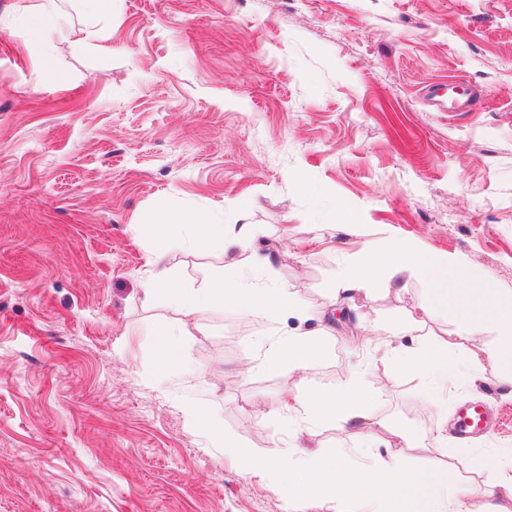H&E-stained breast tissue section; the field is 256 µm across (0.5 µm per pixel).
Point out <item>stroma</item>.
<instances>
[{"label": "stroma", "mask_w": 512, "mask_h": 512, "mask_svg": "<svg viewBox=\"0 0 512 512\" xmlns=\"http://www.w3.org/2000/svg\"><path fill=\"white\" fill-rule=\"evenodd\" d=\"M40 0H0V512H294L284 487L247 473L187 408L207 407L254 455L285 438L271 411L296 385L332 390L368 366L367 407L392 427L434 428L481 402L496 425L448 432L452 467L479 512L494 505L475 455L512 462V377L428 378L377 352L384 327L419 320L424 282L334 298L367 247L445 254L512 293V0H115L103 51L65 53L44 83L41 46L7 28ZM479 89L470 110L429 93ZM252 224L276 277L324 309V356L259 368L256 336L296 318L232 309L180 315L142 301L160 208ZM237 250L169 257L199 286ZM345 319H338V312ZM188 368L157 377L155 325ZM463 362L492 344L454 317L428 322ZM367 432L311 426L300 445L363 447Z\"/></svg>", "instance_id": "obj_1"}]
</instances>
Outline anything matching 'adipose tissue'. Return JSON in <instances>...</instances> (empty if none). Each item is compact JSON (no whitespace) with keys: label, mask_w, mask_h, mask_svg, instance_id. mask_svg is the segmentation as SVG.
I'll return each mask as SVG.
<instances>
[{"label":"adipose tissue","mask_w":512,"mask_h":512,"mask_svg":"<svg viewBox=\"0 0 512 512\" xmlns=\"http://www.w3.org/2000/svg\"><path fill=\"white\" fill-rule=\"evenodd\" d=\"M83 27H76L63 12L58 0H40L37 8L10 21L11 28L34 40H51L49 52L42 55L43 78L56 83L61 79L58 58L63 52L90 50L102 38L103 26L112 19V0H81ZM138 235L153 244L151 271L143 283L145 302L166 297L178 312L189 314L203 309L235 308L242 314L263 313L274 319L285 313L297 314L304 321H318L322 311L307 308L287 283L274 281L260 285L254 281L259 268H271L270 256L256 245L253 225H241L237 233L225 235L223 224L194 212L171 215L162 211L152 220L136 224ZM243 251L245 257L236 262L227 276L188 288L178 282L167 257L175 251H226L229 247ZM407 272L427 285L421 309L430 318L453 315L462 334L471 335L482 328L496 333L494 343L472 353L467 361L449 357L448 342L439 337L420 335L416 325L405 323L398 329L401 345L390 348L392 359L407 373L421 375L437 382L435 399H442L441 386L449 377L474 379L484 362H492L500 371L512 373V297L504 296L492 283L460 266L454 258L423 253L406 242L391 245L382 253L367 251L358 263L343 264L336 275L335 295L371 294L387 289L395 274ZM256 346L263 357L261 368L309 366L325 352L323 333L313 329L286 337H263ZM286 429L297 433L300 421L315 422L342 430L371 427L375 418L367 410L363 373H353L344 386L324 392L307 386L298 390L292 401L282 402L277 410ZM448 425L439 423L430 433L409 425L390 431L373 446V453L398 456L401 449L445 451Z\"/></svg>","instance_id":"obj_1"}]
</instances>
